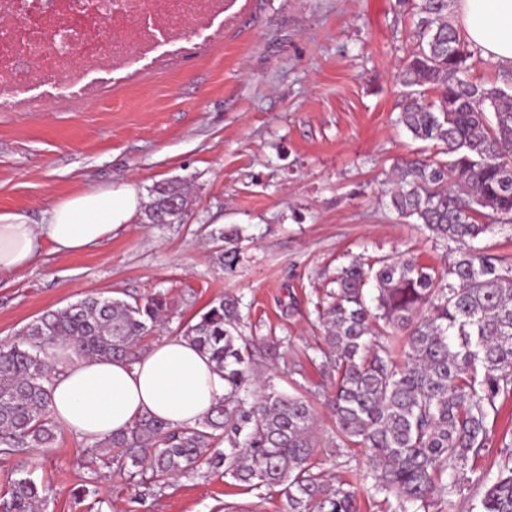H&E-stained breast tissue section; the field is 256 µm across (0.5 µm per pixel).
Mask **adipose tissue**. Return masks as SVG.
I'll return each mask as SVG.
<instances>
[{"instance_id": "obj_1", "label": "adipose tissue", "mask_w": 512, "mask_h": 512, "mask_svg": "<svg viewBox=\"0 0 512 512\" xmlns=\"http://www.w3.org/2000/svg\"><path fill=\"white\" fill-rule=\"evenodd\" d=\"M461 35L482 57L512 67V0H456ZM140 207L134 185L101 186L69 196L47 210L42 224L0 212V272L30 266L42 241L80 252L98 244ZM227 391L209 357L188 339L168 337L132 362L72 359L51 386L57 425L90 442L132 427L145 415L181 426L202 420Z\"/></svg>"}]
</instances>
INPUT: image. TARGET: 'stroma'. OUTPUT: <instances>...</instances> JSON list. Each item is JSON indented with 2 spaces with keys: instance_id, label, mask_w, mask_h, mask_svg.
Returning a JSON list of instances; mask_svg holds the SVG:
<instances>
[{
  "instance_id": "stroma-1",
  "label": "stroma",
  "mask_w": 512,
  "mask_h": 512,
  "mask_svg": "<svg viewBox=\"0 0 512 512\" xmlns=\"http://www.w3.org/2000/svg\"><path fill=\"white\" fill-rule=\"evenodd\" d=\"M415 19L398 0H237L224 39L200 43L172 67L107 88L91 103L39 112L0 110V212L33 224L66 197L134 184L142 208L99 244L62 254L42 242L29 267L0 273V344L50 308L87 295L124 299L166 293L167 327L144 347L179 335L214 299L240 300L254 363L273 391L311 400L319 471L331 482L358 473L360 512H396L373 495L367 453L339 457L329 381L318 359V303L352 260L415 257L444 269L454 241L391 209L387 179L397 159L436 146L412 139L397 118L399 83ZM183 182L182 221L152 224L153 184ZM240 235L233 270L218 261L219 228ZM489 446L452 501L475 505L512 438V398L499 400ZM87 440L59 430L51 447L0 455V490L19 470L52 485L45 512H285L280 489L246 491L220 472L178 475L145 500L82 464ZM91 488L76 501L73 491Z\"/></svg>"
}]
</instances>
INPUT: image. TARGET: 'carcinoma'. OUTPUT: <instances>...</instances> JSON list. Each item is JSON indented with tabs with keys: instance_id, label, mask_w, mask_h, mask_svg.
<instances>
[{
	"instance_id": "carcinoma-1",
	"label": "carcinoma",
	"mask_w": 512,
	"mask_h": 512,
	"mask_svg": "<svg viewBox=\"0 0 512 512\" xmlns=\"http://www.w3.org/2000/svg\"><path fill=\"white\" fill-rule=\"evenodd\" d=\"M418 16L414 45L399 74L406 88L398 123L445 158H401L393 167L390 206L402 218L459 244L439 272L413 258L352 261L336 277L323 313L322 372L332 379L330 407L341 446L365 448L377 494L393 495L400 512H429L458 492L469 462L488 447V421L512 397V277L501 259L471 242L491 230L481 218L512 224V69L495 81L465 78L480 55L448 21L450 0H399ZM435 100L425 99L428 90ZM186 194L158 184L147 210L152 224L180 219ZM235 254L234 229L211 234ZM374 282L369 306L365 293ZM174 311L162 292L131 302L88 295L48 309L0 347V453L45 448L58 425L50 385L76 357L134 360L142 340ZM238 300L211 302L183 336L223 373L228 390L194 425L172 428L145 416L130 429L84 449L86 467H106L138 496H155L167 480L201 468L224 470L251 491L283 487L288 512H359L351 481L330 488L314 471L313 409L301 397L268 392L249 404L255 377L240 336ZM386 325L403 332V358L373 341ZM499 469L485 485L479 512H512V440L498 449ZM50 487L31 473L9 484L0 512H36Z\"/></svg>"
}]
</instances>
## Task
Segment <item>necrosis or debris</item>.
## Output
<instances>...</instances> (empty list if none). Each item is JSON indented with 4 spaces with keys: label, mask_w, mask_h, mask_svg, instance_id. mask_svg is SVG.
Instances as JSON below:
<instances>
[{
    "label": "necrosis or debris",
    "mask_w": 512,
    "mask_h": 512,
    "mask_svg": "<svg viewBox=\"0 0 512 512\" xmlns=\"http://www.w3.org/2000/svg\"><path fill=\"white\" fill-rule=\"evenodd\" d=\"M0 0V106L36 112L47 103L91 102L104 81L120 84L172 61L186 27L205 40L224 38L220 24L235 0H149L146 11L119 12L114 0ZM61 80L60 92L45 87Z\"/></svg>",
    "instance_id": "4bbe7bcc"
}]
</instances>
